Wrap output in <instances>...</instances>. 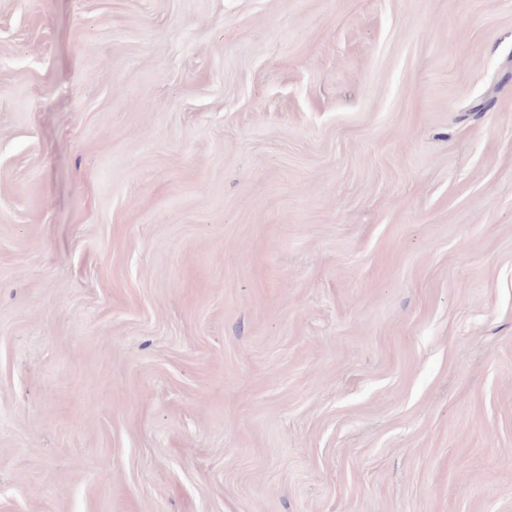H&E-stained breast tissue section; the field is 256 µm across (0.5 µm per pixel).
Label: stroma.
Segmentation results:
<instances>
[{
	"label": "stroma",
	"instance_id": "35a3bbf8",
	"mask_svg": "<svg viewBox=\"0 0 512 512\" xmlns=\"http://www.w3.org/2000/svg\"><path fill=\"white\" fill-rule=\"evenodd\" d=\"M0 512H512V0H0Z\"/></svg>",
	"mask_w": 512,
	"mask_h": 512
}]
</instances>
